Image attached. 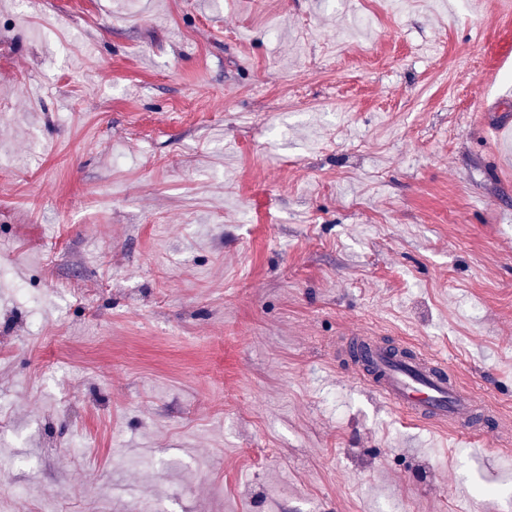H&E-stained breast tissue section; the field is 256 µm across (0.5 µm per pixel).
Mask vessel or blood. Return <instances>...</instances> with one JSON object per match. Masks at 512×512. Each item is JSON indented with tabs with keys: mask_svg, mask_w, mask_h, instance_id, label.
<instances>
[{
	"mask_svg": "<svg viewBox=\"0 0 512 512\" xmlns=\"http://www.w3.org/2000/svg\"><path fill=\"white\" fill-rule=\"evenodd\" d=\"M347 341L367 354L355 363L358 383L383 403L407 411L416 422L457 435L512 441V423L468 390L444 359L412 347L395 351L360 331Z\"/></svg>",
	"mask_w": 512,
	"mask_h": 512,
	"instance_id": "obj_1",
	"label": "vessel or blood"
}]
</instances>
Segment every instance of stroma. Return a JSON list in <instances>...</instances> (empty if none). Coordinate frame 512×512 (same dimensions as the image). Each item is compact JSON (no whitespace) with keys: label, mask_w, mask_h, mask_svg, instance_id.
Instances as JSON below:
<instances>
[{"label":"stroma","mask_w":512,"mask_h":512,"mask_svg":"<svg viewBox=\"0 0 512 512\" xmlns=\"http://www.w3.org/2000/svg\"><path fill=\"white\" fill-rule=\"evenodd\" d=\"M506 114L512 0H0V512H512L336 350L512 418Z\"/></svg>","instance_id":"1"}]
</instances>
